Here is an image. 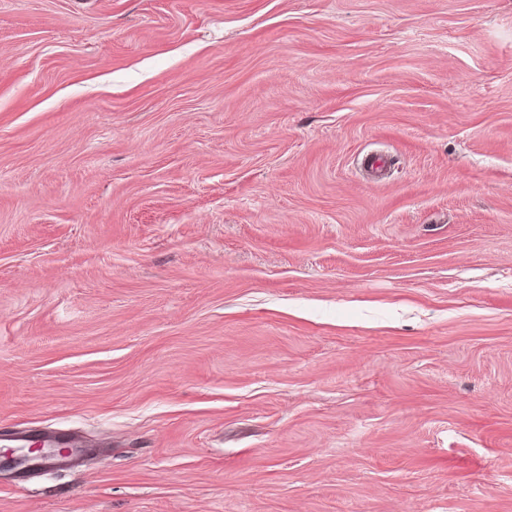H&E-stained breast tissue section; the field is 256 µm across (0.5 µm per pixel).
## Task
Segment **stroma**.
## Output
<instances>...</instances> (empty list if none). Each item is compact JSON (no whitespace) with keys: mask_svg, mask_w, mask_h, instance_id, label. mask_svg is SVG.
Returning a JSON list of instances; mask_svg holds the SVG:
<instances>
[{"mask_svg":"<svg viewBox=\"0 0 512 512\" xmlns=\"http://www.w3.org/2000/svg\"><path fill=\"white\" fill-rule=\"evenodd\" d=\"M24 430L0 512H512V0H0ZM6 440V439H3ZM6 441L9 444L4 445L6 448H29L31 441H38L44 448L48 449L47 455L43 457L28 458L19 456L17 459L18 467L20 470H28L32 467H43V468H56L64 465L73 455L68 456L66 454L59 453L56 449L63 450L65 448H85L83 442L75 435H61L53 436L49 434L36 433V434H17L11 439Z\"/></svg>","mask_w":512,"mask_h":512,"instance_id":"1","label":"stroma"}]
</instances>
